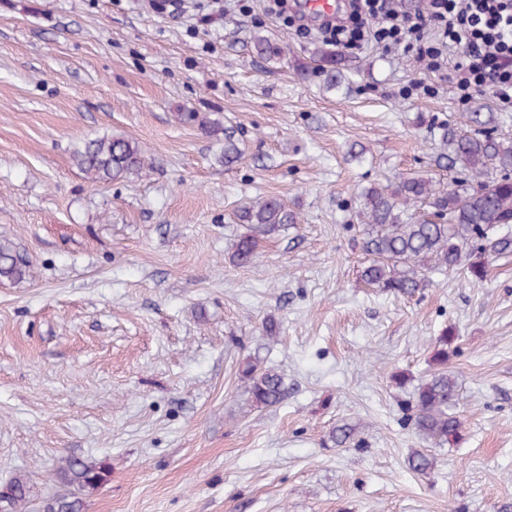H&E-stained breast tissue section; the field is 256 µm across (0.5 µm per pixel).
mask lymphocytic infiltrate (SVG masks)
Listing matches in <instances>:
<instances>
[{
    "mask_svg": "<svg viewBox=\"0 0 512 512\" xmlns=\"http://www.w3.org/2000/svg\"><path fill=\"white\" fill-rule=\"evenodd\" d=\"M345 16L322 23L326 42H373L415 55L431 71L452 65L461 97L492 90L512 109V0H427L412 13L391 0H347Z\"/></svg>",
    "mask_w": 512,
    "mask_h": 512,
    "instance_id": "obj_1",
    "label": "lymphocytic infiltrate"
}]
</instances>
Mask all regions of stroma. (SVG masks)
<instances>
[{
    "label": "stroma",
    "mask_w": 512,
    "mask_h": 512,
    "mask_svg": "<svg viewBox=\"0 0 512 512\" xmlns=\"http://www.w3.org/2000/svg\"><path fill=\"white\" fill-rule=\"evenodd\" d=\"M225 3L199 26L155 0H0V236L34 272L0 283V484L27 475L39 512L76 456L111 470L84 512H512V256L479 285L433 272L384 294L360 278L356 219L361 188L428 169L429 119L493 112L512 138V112L373 45L324 92L291 66L314 34L267 0ZM257 26L288 64L252 56ZM181 112L220 114L242 158L221 163ZM111 134L147 167L90 182L72 152ZM258 197L300 221L243 267L234 213ZM446 327L463 438L418 474L427 445L390 376L425 375ZM251 361L283 376L279 404L254 406Z\"/></svg>",
    "instance_id": "stroma-1"
}]
</instances>
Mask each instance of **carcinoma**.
I'll list each match as a JSON object with an SVG mask.
<instances>
[{"label": "carcinoma", "instance_id": "carcinoma-1", "mask_svg": "<svg viewBox=\"0 0 512 512\" xmlns=\"http://www.w3.org/2000/svg\"><path fill=\"white\" fill-rule=\"evenodd\" d=\"M251 53L270 67L288 60V47L261 30L251 37ZM311 56L317 69L299 62L297 78L317 77L327 92L343 88L342 54L315 42ZM463 118L466 131L451 122L434 127L431 160L452 173L450 180L410 170L361 190L358 219L368 256L361 277L368 285L413 296L425 286L427 273L447 270H461L475 284L487 278L496 260L512 256V140L497 133L491 112H467ZM179 120L209 135H224V164L241 158L239 140L220 119L205 112H181ZM72 160L92 182L125 179L145 169L138 143L123 135L86 140L73 150ZM413 207L425 214L413 217L409 214ZM236 219L246 229L234 252V260L243 266L255 261L263 241L298 223L297 214L277 197L242 203ZM32 277L29 259L12 240L0 238V281L19 283ZM453 341L448 329L436 338L430 360L436 369L419 381L405 402L415 432L439 446L462 436V422L453 412L459 405V390L448 373V345ZM245 372L256 404L268 407L280 401L284 378L278 372L252 365ZM408 466L418 474L432 470L431 449H414ZM108 476L104 462L76 457L66 459L58 470L61 483L87 492L98 489ZM30 495L26 475L1 484L0 512H25ZM41 512H84V501L74 493L52 495L43 500Z\"/></svg>", "mask_w": 512, "mask_h": 512}]
</instances>
